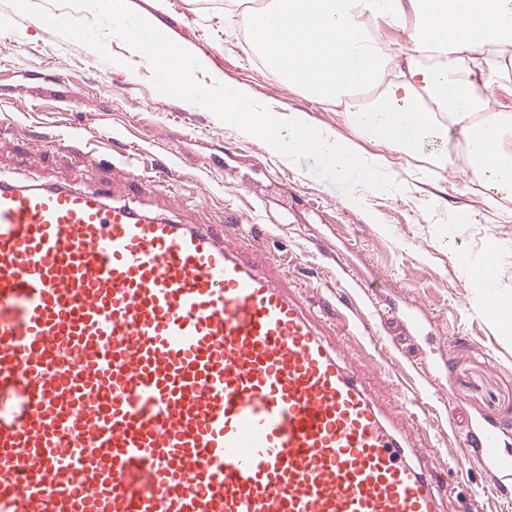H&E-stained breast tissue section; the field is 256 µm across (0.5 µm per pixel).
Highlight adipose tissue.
Returning a JSON list of instances; mask_svg holds the SVG:
<instances>
[{"instance_id":"1","label":"adipose tissue","mask_w":512,"mask_h":512,"mask_svg":"<svg viewBox=\"0 0 512 512\" xmlns=\"http://www.w3.org/2000/svg\"><path fill=\"white\" fill-rule=\"evenodd\" d=\"M410 19L401 54L370 29ZM246 25L270 74L318 103L396 70L394 89L349 108L356 133L406 153L437 139L452 147L441 166L512 187V114L490 113L487 97L512 48V0H269Z\"/></svg>"}]
</instances>
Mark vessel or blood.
I'll return each mask as SVG.
<instances>
[{
    "instance_id": "vessel-or-blood-1",
    "label": "vessel or blood",
    "mask_w": 512,
    "mask_h": 512,
    "mask_svg": "<svg viewBox=\"0 0 512 512\" xmlns=\"http://www.w3.org/2000/svg\"><path fill=\"white\" fill-rule=\"evenodd\" d=\"M236 220L0 180V512H447ZM507 430L459 454L512 474Z\"/></svg>"
}]
</instances>
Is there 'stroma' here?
I'll list each match as a JSON object with an SVG mask.
<instances>
[{"instance_id":"stroma-1","label":"stroma","mask_w":512,"mask_h":512,"mask_svg":"<svg viewBox=\"0 0 512 512\" xmlns=\"http://www.w3.org/2000/svg\"><path fill=\"white\" fill-rule=\"evenodd\" d=\"M162 21L180 42L207 56L226 82L256 101L352 137L337 105L319 104L277 82L247 43L224 0H168ZM0 176L26 184H109L116 200L164 208L184 222L223 223L230 214L259 225L237 240L288 267L316 323L356 366L381 402L409 397L416 420L404 439L442 449L449 512H512V483L454 457L468 429L485 421L512 428V333L498 328L468 286L466 254L480 263L496 241V287L512 294V194L485 204L480 174L442 169L439 148L391 153L396 190L355 188L358 202L314 175L312 160L292 164L271 155L204 107L186 109L158 93L139 59L121 43L111 61L76 41L56 38L0 0ZM134 158L149 185L130 189L121 152ZM439 199L461 215L454 237L428 222ZM413 314L419 332L394 345L352 335L347 322L371 324Z\"/></svg>"}]
</instances>
